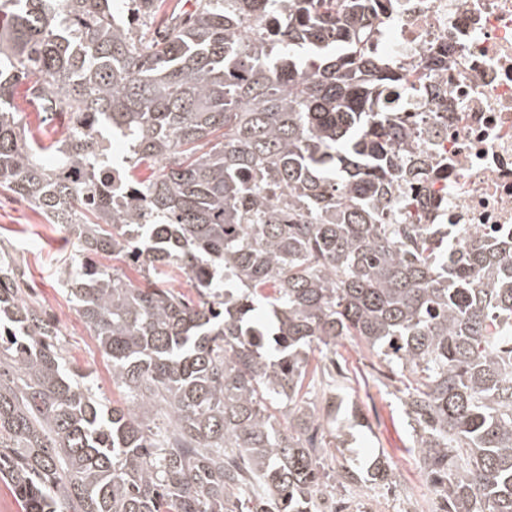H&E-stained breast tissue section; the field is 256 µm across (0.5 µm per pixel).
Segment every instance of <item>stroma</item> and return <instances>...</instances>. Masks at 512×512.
<instances>
[{
	"label": "stroma",
	"instance_id": "1",
	"mask_svg": "<svg viewBox=\"0 0 512 512\" xmlns=\"http://www.w3.org/2000/svg\"><path fill=\"white\" fill-rule=\"evenodd\" d=\"M0 247L19 260L23 288L59 322L61 351L84 374L93 393L107 404L124 395L112 384L110 366L61 282V269L79 254V242L59 224L47 223L32 206L0 195ZM308 397L317 411L337 405L324 426L333 439L327 463L346 468L355 480L332 490L331 512H445L444 502L423 472L412 430L403 412L402 385L385 361L356 336L337 338L331 349L310 357ZM382 462L387 484L376 482L371 469Z\"/></svg>",
	"mask_w": 512,
	"mask_h": 512
}]
</instances>
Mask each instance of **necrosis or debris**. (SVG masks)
Wrapping results in <instances>:
<instances>
[{"mask_svg":"<svg viewBox=\"0 0 512 512\" xmlns=\"http://www.w3.org/2000/svg\"><path fill=\"white\" fill-rule=\"evenodd\" d=\"M377 46L406 75L392 115L410 132L419 182L408 223L454 224L463 238L512 236V0H395L371 11ZM445 63L431 64L433 52Z\"/></svg>","mask_w":512,"mask_h":512,"instance_id":"obj_1","label":"necrosis or debris"}]
</instances>
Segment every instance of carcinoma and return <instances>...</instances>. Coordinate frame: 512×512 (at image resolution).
<instances>
[{
    "label": "carcinoma",
    "instance_id": "cac0c4a2",
    "mask_svg": "<svg viewBox=\"0 0 512 512\" xmlns=\"http://www.w3.org/2000/svg\"><path fill=\"white\" fill-rule=\"evenodd\" d=\"M369 2L0 0V190L51 223L75 203L81 262L61 278L124 393L110 407L76 381L0 253V475L24 512H318L353 478L303 440L309 356L340 336L406 380L446 512H512V239L396 223L403 79ZM22 85L64 138L26 134ZM105 132L128 147L121 205Z\"/></svg>",
    "mask_w": 512,
    "mask_h": 512
}]
</instances>
